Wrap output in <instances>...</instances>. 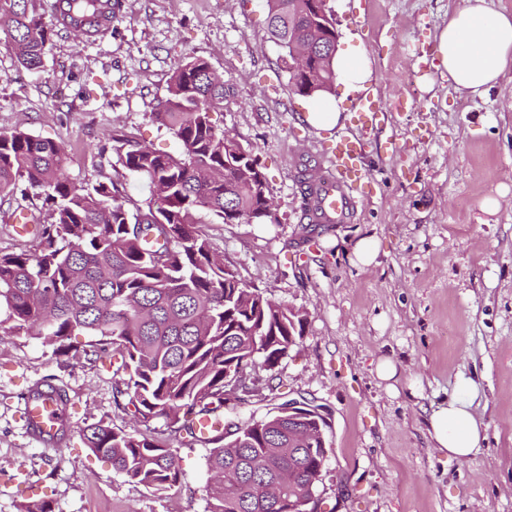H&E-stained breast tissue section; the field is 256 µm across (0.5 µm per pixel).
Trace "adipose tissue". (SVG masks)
<instances>
[{"mask_svg":"<svg viewBox=\"0 0 512 512\" xmlns=\"http://www.w3.org/2000/svg\"><path fill=\"white\" fill-rule=\"evenodd\" d=\"M437 68L459 91L483 96L512 69V14L490 8L488 0H459L436 37ZM473 381L459 382L458 397L433 410L427 432L435 448L465 460L486 438V425L472 409Z\"/></svg>","mask_w":512,"mask_h":512,"instance_id":"obj_1","label":"adipose tissue"}]
</instances>
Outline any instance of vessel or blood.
Returning <instances> with one entry per match:
<instances>
[{
	"label": "vessel or blood",
	"instance_id": "vessel-or-blood-1",
	"mask_svg": "<svg viewBox=\"0 0 512 512\" xmlns=\"http://www.w3.org/2000/svg\"><path fill=\"white\" fill-rule=\"evenodd\" d=\"M363 120L359 133L337 132L325 149L312 181L308 220L313 224H345L350 222L375 177L364 166L363 158L369 134L384 106L374 87L363 94ZM66 415L64 408L51 395L24 400L26 431L33 439L47 442L56 434Z\"/></svg>",
	"mask_w": 512,
	"mask_h": 512
}]
</instances>
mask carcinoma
I'll list each match as a JSON object with an SVG mask.
<instances>
[{
  "label": "carcinoma",
  "instance_id": "carcinoma-1",
  "mask_svg": "<svg viewBox=\"0 0 512 512\" xmlns=\"http://www.w3.org/2000/svg\"><path fill=\"white\" fill-rule=\"evenodd\" d=\"M28 0H0L5 43L21 66L37 70L53 35ZM307 0H267L271 38L284 50L315 37L304 15ZM104 3L51 0L53 15L69 19L82 36ZM224 101V82L202 58L174 71L161 110L152 113L181 146L161 153L125 134L112 135V151L131 174L145 179L150 197L130 210L118 181L77 185L64 173L62 147L16 130L0 133V192L34 194L50 220L32 217L34 251L0 254V331L31 336L56 355L68 340L90 337L84 358L112 357L123 378L117 408L147 424L162 418L191 444L210 446L206 512H306L304 500L319 481L326 448L298 427L327 425L323 415L293 421L279 413L250 418L224 438V391L238 387L243 404L274 376L273 370L301 338L306 315L242 283L215 260L198 228L251 216L272 218L269 189L253 148L214 125L211 111ZM8 327H3V324ZM216 423L207 437L194 418ZM95 456L129 481L161 491L181 481L177 456L164 442L104 424L81 430Z\"/></svg>",
  "mask_w": 512,
  "mask_h": 512
}]
</instances>
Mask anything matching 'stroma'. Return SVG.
<instances>
[{
  "mask_svg": "<svg viewBox=\"0 0 512 512\" xmlns=\"http://www.w3.org/2000/svg\"><path fill=\"white\" fill-rule=\"evenodd\" d=\"M456 3L328 2L340 52L369 67L387 106L366 157L376 182L350 224L311 227L302 217L300 182L333 131L308 122L311 100L290 86L266 0H122L106 36L55 27L36 71L0 43V132L61 144L73 182L121 180L138 204L148 186L117 163L113 134L178 154L151 119L174 70L200 57L223 76L212 119L253 147L274 218L201 230L243 282L307 315L274 370V399L250 396L224 421L291 399L324 407L322 512H512V72L483 97L441 78L435 36ZM363 237L379 255L362 269L336 246ZM86 341L72 337L68 355L27 336L0 341V512L33 499L55 512H205L206 446L118 410L116 374L74 356ZM382 358L397 367L396 389L376 375ZM463 377L476 385L487 439L459 461L433 448L427 419ZM46 379L73 402L69 439L55 449L31 438L23 418L24 392ZM98 422L165 441L181 482L156 492L114 472L80 438Z\"/></svg>",
  "mask_w": 512,
  "mask_h": 512,
  "instance_id": "stroma-1",
  "label": "stroma"
}]
</instances>
